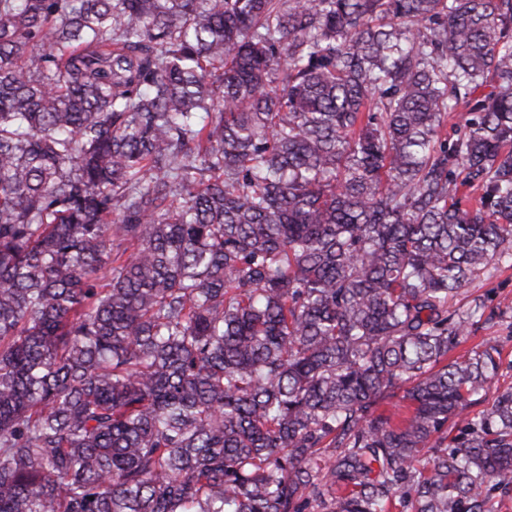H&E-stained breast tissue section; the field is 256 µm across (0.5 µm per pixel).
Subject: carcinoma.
<instances>
[{"mask_svg": "<svg viewBox=\"0 0 512 512\" xmlns=\"http://www.w3.org/2000/svg\"><path fill=\"white\" fill-rule=\"evenodd\" d=\"M496 258L512 0H0V512H490ZM475 298L484 300L485 316L470 330V334L451 354L456 356L484 343L497 346L500 353V369L491 385L486 401L471 410H481L494 399L497 389L512 387V259L492 262L474 278L451 302L453 308L468 306ZM492 313V319L486 317Z\"/></svg>", "mask_w": 512, "mask_h": 512, "instance_id": "cac0c4a2", "label": "carcinoma"}]
</instances>
